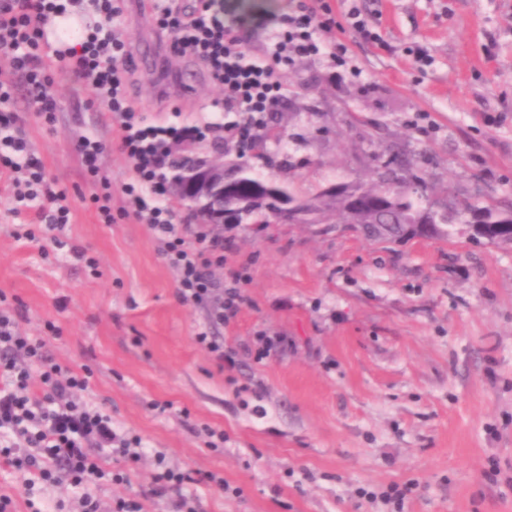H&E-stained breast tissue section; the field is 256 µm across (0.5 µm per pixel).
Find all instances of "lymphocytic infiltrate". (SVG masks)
<instances>
[{
	"mask_svg": "<svg viewBox=\"0 0 512 512\" xmlns=\"http://www.w3.org/2000/svg\"><path fill=\"white\" fill-rule=\"evenodd\" d=\"M149 2L151 22L166 35L169 48L202 67L234 121L153 123L132 104L128 88L135 63L117 24L125 0H0V171L12 174L16 202L37 203L48 229L64 231L72 202L31 150L13 108L12 78H24L29 108L49 124L58 110L55 75L91 87L119 128L117 147L127 172L120 205L112 207L111 182L100 164L103 141L86 136L76 143L82 167L99 186L93 201L102 222L112 224L121 217L147 225L178 271L180 302L211 308L214 322L224 325L246 301L248 273L242 267L229 280L213 279L230 242L201 217L180 214L168 203L167 171L174 152L180 143L195 140L251 147L269 113L286 98L288 71L300 59L325 57L349 75L361 76L348 46L330 34L344 25L363 39H377L373 22L380 12L367 9L361 0H297L291 10L275 16L242 8L238 0ZM72 9L94 15L95 23L74 44L52 48L49 27ZM266 29L272 32L269 42L261 56H251L245 31ZM20 171L25 174L21 180L16 177ZM20 319V313L0 310V375L10 381L0 389V458L24 474L27 490L60 469L76 486L105 478L125 482L123 472L104 468L100 451L109 448L131 456L136 439L117 434L110 416L80 399L87 378L54 363L44 340L21 333Z\"/></svg>",
	"mask_w": 512,
	"mask_h": 512,
	"instance_id": "f902f5d3",
	"label": "lymphocytic infiltrate"
}]
</instances>
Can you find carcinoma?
I'll list each match as a JSON object with an SVG mask.
<instances>
[{
    "instance_id": "cac0c4a2",
    "label": "carcinoma",
    "mask_w": 512,
    "mask_h": 512,
    "mask_svg": "<svg viewBox=\"0 0 512 512\" xmlns=\"http://www.w3.org/2000/svg\"><path fill=\"white\" fill-rule=\"evenodd\" d=\"M258 159L262 161L259 166L244 162L231 165L237 191L259 194L264 199L263 204L240 217L241 224H269L286 204L298 210L301 224H356L369 240L372 225L395 224L392 243L407 239L420 224L429 225L432 236L448 239L473 234L479 226L493 230L501 224H512V206L503 208L496 202L438 210L426 187L409 184L411 162L398 154L366 179L331 183L314 193L273 179L264 172L272 165V158L264 154Z\"/></svg>"
}]
</instances>
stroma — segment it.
I'll return each mask as SVG.
<instances>
[{
	"label": "stroma",
	"instance_id": "1",
	"mask_svg": "<svg viewBox=\"0 0 512 512\" xmlns=\"http://www.w3.org/2000/svg\"><path fill=\"white\" fill-rule=\"evenodd\" d=\"M378 7L380 41L340 35L361 78L336 79L322 60L289 71L286 140L267 145L274 175L313 190L400 152L437 205L512 200V0ZM121 23L137 65L131 97L147 118L175 108L192 118L212 103L200 66L170 54L132 2ZM415 47L428 66L415 65ZM55 90L54 125L28 111L25 86L15 107L32 151L70 191L72 222L53 234L36 209L15 208L0 176V293L54 362L88 369L83 401L139 437L143 455L106 457L128 482L77 487L61 473L29 497L0 459L14 512H78L86 492L105 504L136 493L144 512H170L171 495L153 491L161 465L189 473L180 492L197 512H512V245L467 235L383 245L341 224L241 228L215 275L247 265V301L213 324L178 301V274L147 225L102 223L74 146L101 139L120 187L118 130L88 91L64 80ZM420 110L433 131L412 127ZM205 330L223 337L234 370L197 343ZM261 333L288 343L257 358ZM393 485L409 489L398 507L382 497Z\"/></svg>",
	"mask_w": 512,
	"mask_h": 512
}]
</instances>
